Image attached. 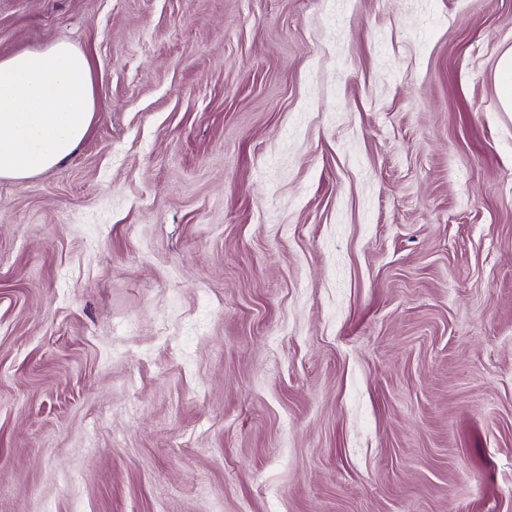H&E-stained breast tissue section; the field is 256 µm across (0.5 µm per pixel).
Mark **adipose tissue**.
<instances>
[{
  "instance_id": "ef3b65f1",
  "label": "adipose tissue",
  "mask_w": 512,
  "mask_h": 512,
  "mask_svg": "<svg viewBox=\"0 0 512 512\" xmlns=\"http://www.w3.org/2000/svg\"><path fill=\"white\" fill-rule=\"evenodd\" d=\"M96 109L91 63L61 41L0 58V179L57 166L85 138Z\"/></svg>"
}]
</instances>
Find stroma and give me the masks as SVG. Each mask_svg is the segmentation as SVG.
I'll return each mask as SVG.
<instances>
[{
	"mask_svg": "<svg viewBox=\"0 0 512 512\" xmlns=\"http://www.w3.org/2000/svg\"><path fill=\"white\" fill-rule=\"evenodd\" d=\"M60 40L0 512H512V0H0V56ZM498 94L502 108L512 112V48L506 50L497 66Z\"/></svg>",
	"mask_w": 512,
	"mask_h": 512,
	"instance_id": "1",
	"label": "stroma"
}]
</instances>
